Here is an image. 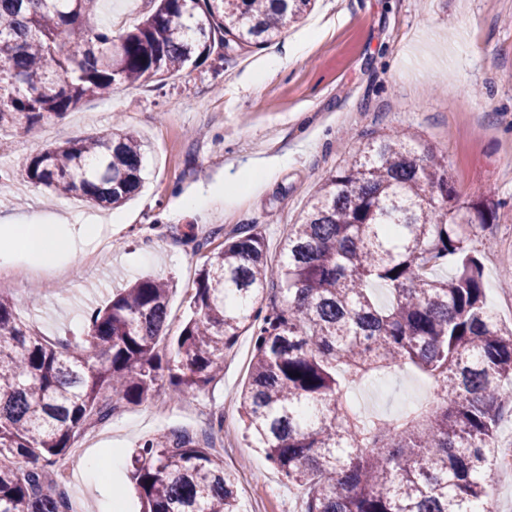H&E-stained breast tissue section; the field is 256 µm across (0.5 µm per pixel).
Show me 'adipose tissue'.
Listing matches in <instances>:
<instances>
[{
  "instance_id": "adipose-tissue-1",
  "label": "adipose tissue",
  "mask_w": 512,
  "mask_h": 512,
  "mask_svg": "<svg viewBox=\"0 0 512 512\" xmlns=\"http://www.w3.org/2000/svg\"><path fill=\"white\" fill-rule=\"evenodd\" d=\"M98 224L65 226L58 219L37 221L7 220L0 223V268L10 267L17 252L35 257L39 266L57 268L62 256L78 251L81 245L97 240Z\"/></svg>"
}]
</instances>
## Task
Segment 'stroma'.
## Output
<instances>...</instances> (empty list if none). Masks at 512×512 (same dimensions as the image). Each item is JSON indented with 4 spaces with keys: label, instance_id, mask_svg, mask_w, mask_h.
Segmentation results:
<instances>
[{
    "label": "stroma",
    "instance_id": "1",
    "mask_svg": "<svg viewBox=\"0 0 512 512\" xmlns=\"http://www.w3.org/2000/svg\"><path fill=\"white\" fill-rule=\"evenodd\" d=\"M146 10V0H98L90 24L118 34ZM297 43L303 50L291 55ZM271 58L281 59L280 69L254 82V71ZM116 126L145 145L143 186L125 206L89 207L21 179L0 185V215L63 213L70 223L112 231L106 252L93 243L69 258L68 280L39 277L35 288L0 291L48 340H79L90 312L145 274L172 282L167 334L177 336L207 255L240 226L255 224L269 261L277 262L289 224L319 186L369 139L395 130L409 132L419 152L445 157L461 198L498 201L485 228L493 246L480 259L486 302L512 324V0H316L306 19L271 44L226 57L221 71L205 63L162 85H118L34 131L1 128L0 171H21L47 145L99 137ZM258 159L273 172L255 189ZM192 195L207 197V208L185 209L183 200ZM188 231L201 251L185 244ZM93 253L99 262L85 264ZM252 355L251 336L240 337L205 392L178 399L162 385L151 400L85 429L86 451L106 458L146 437L178 430L201 435L221 415L220 455L238 480L242 512H300L298 487L244 436L237 398ZM356 392L371 411L389 414L428 397L430 386L402 374ZM60 466L74 502L97 512L102 495L85 481L82 458L67 453Z\"/></svg>",
    "mask_w": 512,
    "mask_h": 512
}]
</instances>
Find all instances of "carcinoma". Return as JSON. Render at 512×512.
Instances as JSON below:
<instances>
[{"mask_svg":"<svg viewBox=\"0 0 512 512\" xmlns=\"http://www.w3.org/2000/svg\"><path fill=\"white\" fill-rule=\"evenodd\" d=\"M96 2L0 0V128L29 131L116 85L162 83L214 53L268 44L311 0H193L189 12L183 0H149L140 24L118 35L88 28ZM143 158L141 141L117 129L43 149L22 177L118 207L138 190ZM496 207L461 199L448 163L397 131L325 180L278 263L255 224L207 258L171 345L170 285L156 277L94 309L87 336L62 349L0 293V512H74L49 476L86 426L152 397L165 376L178 398L204 391L245 333V432L305 490L302 512H489L512 328L484 302L474 242ZM450 258L451 276L431 274ZM410 372L432 385L420 412L400 420L354 403L362 381ZM211 430L132 449L141 512H237L236 476L213 452L224 417Z\"/></svg>","mask_w":512,"mask_h":512,"instance_id":"1","label":"carcinoma"}]
</instances>
